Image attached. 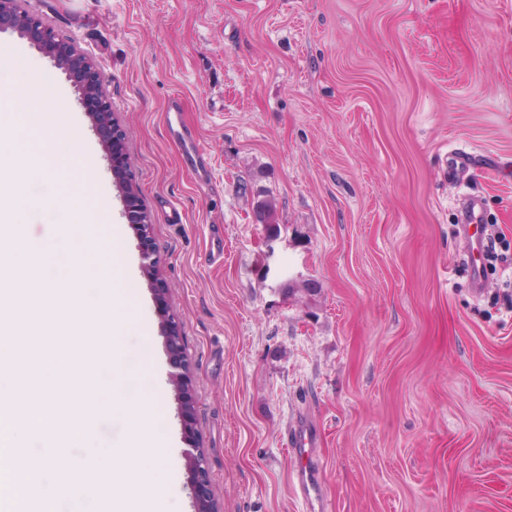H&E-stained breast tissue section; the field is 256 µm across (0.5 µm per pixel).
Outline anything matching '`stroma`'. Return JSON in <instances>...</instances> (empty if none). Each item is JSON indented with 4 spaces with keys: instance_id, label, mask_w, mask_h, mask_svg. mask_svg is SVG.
Here are the masks:
<instances>
[{
    "instance_id": "35a3bbf8",
    "label": "stroma",
    "mask_w": 512,
    "mask_h": 512,
    "mask_svg": "<svg viewBox=\"0 0 512 512\" xmlns=\"http://www.w3.org/2000/svg\"><path fill=\"white\" fill-rule=\"evenodd\" d=\"M90 58L153 220L158 274L70 85L26 40L0 53L50 74L94 159L119 262L151 346L175 453L190 416L223 512H310L284 446L296 417L324 512H512V285L474 286L458 210L512 262V0H18ZM206 150L186 168L165 114ZM45 181L16 213L29 240L63 219ZM272 199L276 224L256 205ZM224 238L223 257L208 249ZM164 288L157 302L156 288ZM167 310L182 354L167 349ZM187 359L194 400L169 381ZM72 357L56 403L100 446L124 414L78 407L104 379Z\"/></svg>"
}]
</instances>
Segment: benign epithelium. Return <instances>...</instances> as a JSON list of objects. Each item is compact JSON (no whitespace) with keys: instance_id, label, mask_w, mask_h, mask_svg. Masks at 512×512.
<instances>
[{"instance_id":"obj_1","label":"benign epithelium","mask_w":512,"mask_h":512,"mask_svg":"<svg viewBox=\"0 0 512 512\" xmlns=\"http://www.w3.org/2000/svg\"><path fill=\"white\" fill-rule=\"evenodd\" d=\"M8 30L27 39L73 84L78 94V102L87 110L92 127L108 145L109 168L119 185L120 197L125 206L124 213L137 228L143 242L141 253L143 269L150 276H156L158 262L148 247L153 220L141 208L139 189L133 177L126 174L127 156L123 152L125 136L114 121L112 105L104 94L102 82L94 64L74 47L60 41L52 28L22 11L17 6V0H0V32ZM161 317L168 327V347L176 355L179 353L180 345L176 322L164 310L161 311ZM188 371V364L183 361L178 365V371L170 375V382L179 391L184 403L193 401V393L188 384ZM183 431L190 443V448L184 451L185 464L197 477L196 512H221L217 502L208 492L204 455L196 443L195 430L190 422H183Z\"/></svg>"}]
</instances>
